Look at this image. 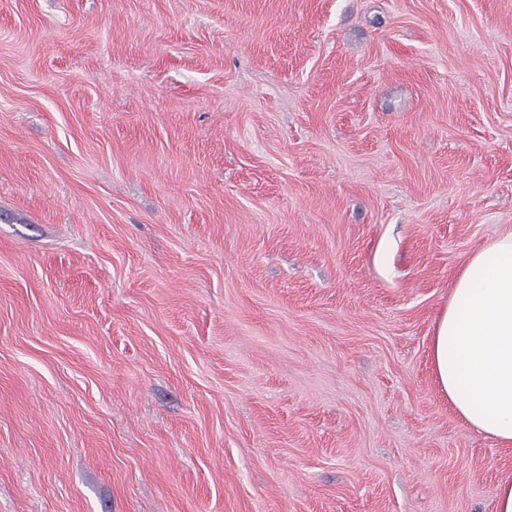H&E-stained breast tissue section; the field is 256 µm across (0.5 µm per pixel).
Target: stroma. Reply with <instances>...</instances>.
<instances>
[{"instance_id": "1", "label": "stroma", "mask_w": 512, "mask_h": 512, "mask_svg": "<svg viewBox=\"0 0 512 512\" xmlns=\"http://www.w3.org/2000/svg\"><path fill=\"white\" fill-rule=\"evenodd\" d=\"M510 230L512 0H0V512H494ZM440 390L461 420L512 446V231L471 255L433 338Z\"/></svg>"}]
</instances>
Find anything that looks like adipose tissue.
I'll return each instance as SVG.
<instances>
[{
	"label": "adipose tissue",
	"instance_id": "adipose-tissue-1",
	"mask_svg": "<svg viewBox=\"0 0 512 512\" xmlns=\"http://www.w3.org/2000/svg\"><path fill=\"white\" fill-rule=\"evenodd\" d=\"M440 390L461 420L512 446V231L471 255L433 338Z\"/></svg>",
	"mask_w": 512,
	"mask_h": 512
}]
</instances>
